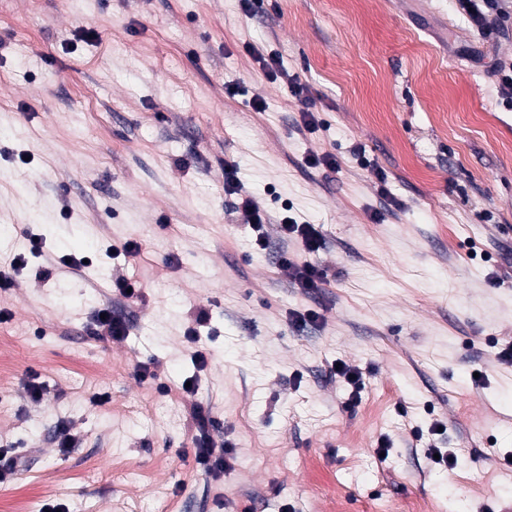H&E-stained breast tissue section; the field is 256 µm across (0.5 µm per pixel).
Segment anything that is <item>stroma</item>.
<instances>
[{
  "instance_id": "obj_1",
  "label": "stroma",
  "mask_w": 512,
  "mask_h": 512,
  "mask_svg": "<svg viewBox=\"0 0 512 512\" xmlns=\"http://www.w3.org/2000/svg\"><path fill=\"white\" fill-rule=\"evenodd\" d=\"M468 48L512 57V31L487 45L454 0H0V259L23 229L43 239L0 295V442L27 457L0 507L512 512V108ZM228 160L325 247L256 246ZM128 241L135 304L113 294L123 261L106 254ZM284 248L326 270L323 288L288 284ZM63 256L91 264L77 275ZM105 304L124 340L92 335ZM197 307L200 372L184 336ZM340 361L362 372L353 406L329 375ZM196 405L231 448L216 479L192 449Z\"/></svg>"
}]
</instances>
